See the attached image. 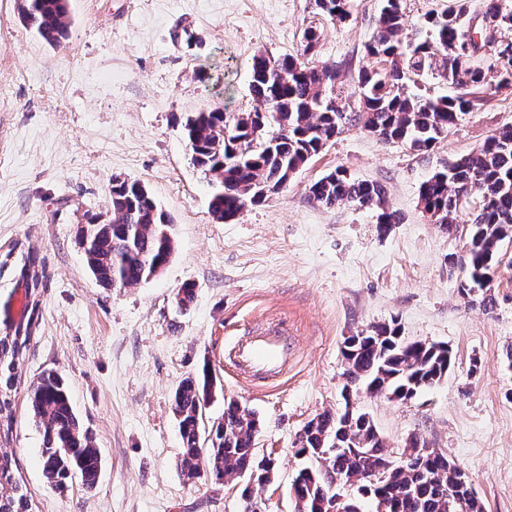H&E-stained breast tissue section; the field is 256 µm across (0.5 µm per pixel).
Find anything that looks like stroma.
Returning a JSON list of instances; mask_svg holds the SVG:
<instances>
[{
    "instance_id": "35a3bbf8",
    "label": "stroma",
    "mask_w": 512,
    "mask_h": 512,
    "mask_svg": "<svg viewBox=\"0 0 512 512\" xmlns=\"http://www.w3.org/2000/svg\"><path fill=\"white\" fill-rule=\"evenodd\" d=\"M20 0H0V250L38 252L48 276L39 325L17 368L13 436L34 512H244L246 478L180 475L172 398L210 366L226 399L261 420L256 443L278 463L260 495L267 512H294L290 482L302 459L296 433L315 414L343 407L345 337L398 321L403 336L445 343L456 364L407 401L360 396L388 449L415 434L467 474L484 512H512V243L491 283L492 312L468 306L448 273L462 253L471 211L447 233L419 203V187L448 160L512 125V83L430 149L388 144L347 127L282 190L219 222L208 210L214 175L193 165L178 120L208 108L252 109L249 61L259 50L312 64L349 61L336 91L359 111V69L382 0H348L337 22L314 0H69L71 34L51 46L23 23ZM190 40H173L176 26ZM318 42L305 53L303 32ZM342 169L380 185L399 221L379 233L377 213L351 203L326 208L309 186ZM144 183L172 224L176 251L163 272L127 288L89 274L77 232L110 209L113 178ZM194 284L179 310L177 290ZM298 329L287 374L269 385L237 376L225 356L260 319ZM46 369L63 375L85 429L101 451L94 488H51L39 462L41 434L27 387Z\"/></svg>"
}]
</instances>
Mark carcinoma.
<instances>
[{"instance_id": "cac0c4a2", "label": "carcinoma", "mask_w": 512, "mask_h": 512, "mask_svg": "<svg viewBox=\"0 0 512 512\" xmlns=\"http://www.w3.org/2000/svg\"><path fill=\"white\" fill-rule=\"evenodd\" d=\"M342 0H315L321 14L343 21L349 13ZM403 0H383L376 33L366 52L382 63L377 69L359 71L356 89L362 127L369 133L386 135V142L404 144L417 151L431 148L448 128L473 111L479 94L512 82V60L489 64L481 53L483 44L463 39L469 27L467 5L456 0L455 12L430 13L427 38L402 44ZM21 18L45 43L58 45L68 35L66 0H23ZM485 38L508 43L503 32L512 30V0H487L482 15ZM441 61L440 76L451 85L472 87L473 96L463 93L426 98L407 90L410 76H422ZM263 64L251 77L255 106L246 117L275 127L277 143L265 146L240 130L237 115L220 108L193 112L181 123L193 164L215 175L216 189L209 201L215 220L232 216L240 207L261 202L254 197L257 183L276 187L287 181L288 171L304 165L327 141L342 133L338 116L324 101L334 97L341 66L325 62L311 66L294 58H273L265 51L251 57L250 69ZM112 214L108 224H84L79 241L85 261L104 288L131 287L150 279L151 267L168 264L175 244L167 235L168 215L138 181L115 180L110 189ZM480 199V212L469 225L467 254L448 255V273L460 275L459 294L471 296V306L493 310L490 288L482 278L499 262L505 242L512 241V125L500 128L481 147L462 155L425 180L419 188L423 208L436 215L446 230L457 224L458 213ZM309 198L332 207L341 202L380 207L382 189L336 170L309 187ZM6 271L12 288L24 290V318L4 324L0 331V442L9 440L14 420L12 393L19 383L17 368L38 325L41 294L47 273L43 258L31 250L12 246L0 257V272ZM343 376L353 390L385 393L410 400L430 388L452 370L455 356L446 345H424L401 335L396 321L377 324L364 338L349 336L343 342ZM216 382L209 371L182 380L174 393L173 410L179 420L180 471H194L205 458L211 469L224 477L252 476L263 459L256 447L260 419L256 412L240 410L238 402L224 401L221 422L205 430L203 405ZM28 406L36 425L43 429L40 460L43 476L57 490L73 477L92 488L101 471V454L78 419L61 375L43 371L28 387ZM374 421L357 415L351 420L329 410L316 414L304 426L305 444L295 449L309 465L299 470L300 492L294 498L295 512H324L335 475L340 486L354 494L368 491L387 504V512H457V500L468 501V512H483L470 486L460 485L455 462L441 448L425 439L408 447L414 461L392 465L383 479L373 485L368 477L389 460L390 451ZM337 445L328 463L332 474L319 467L322 449ZM0 512H32L28 488L15 457L0 455Z\"/></svg>"}]
</instances>
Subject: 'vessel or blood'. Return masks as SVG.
Segmentation results:
<instances>
[{"mask_svg": "<svg viewBox=\"0 0 512 512\" xmlns=\"http://www.w3.org/2000/svg\"><path fill=\"white\" fill-rule=\"evenodd\" d=\"M294 351V340L278 323L255 330L237 344L231 357L247 377L266 380L279 377Z\"/></svg>", "mask_w": 512, "mask_h": 512, "instance_id": "1", "label": "vessel or blood"}]
</instances>
